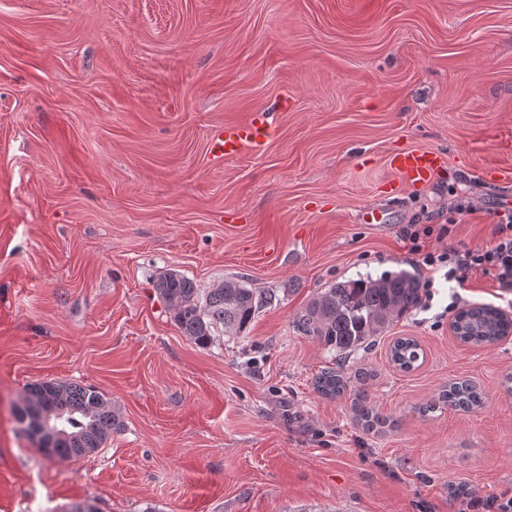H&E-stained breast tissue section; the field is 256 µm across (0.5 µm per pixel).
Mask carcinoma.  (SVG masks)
Segmentation results:
<instances>
[{"instance_id": "obj_1", "label": "carcinoma", "mask_w": 512, "mask_h": 512, "mask_svg": "<svg viewBox=\"0 0 512 512\" xmlns=\"http://www.w3.org/2000/svg\"><path fill=\"white\" fill-rule=\"evenodd\" d=\"M158 297L183 333L197 345L207 346L215 337L234 336L246 328L263 309L272 306L276 295L247 287L237 278H226L202 293L185 275L169 270L154 282ZM422 288L415 275L400 270L380 278L338 282L317 293L296 315L294 327L303 336L319 342L325 349L341 355L367 346L395 316L418 307ZM459 339L477 345H491L508 332L512 321L491 305L474 304L459 311L454 319ZM423 351L411 337L395 341L390 349L393 364L403 372L418 367ZM351 378L341 370L326 369L315 379L316 391L326 398L343 395ZM29 390L35 402L45 410L61 416L80 436V442L57 444L34 437L25 422L27 411L15 406L13 416L21 431L50 460L66 461L92 453L103 447L121 423L105 395L91 386L46 379L33 383ZM358 416L366 426L384 425L369 405L368 394L358 388L352 392ZM459 411H475L483 407L482 393L473 384L448 385L437 404Z\"/></svg>"}]
</instances>
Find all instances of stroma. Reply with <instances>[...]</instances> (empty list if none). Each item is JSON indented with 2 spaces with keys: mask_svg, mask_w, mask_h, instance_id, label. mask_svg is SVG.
Segmentation results:
<instances>
[{
  "mask_svg": "<svg viewBox=\"0 0 512 512\" xmlns=\"http://www.w3.org/2000/svg\"><path fill=\"white\" fill-rule=\"evenodd\" d=\"M263 112L273 134L221 162L207 139ZM437 153L392 187L389 156ZM512 0H0V512H470L512 495V335L451 330L452 294L512 313L489 274L431 277L403 229L489 244L512 197ZM475 211L457 212V198ZM382 223L364 224L363 209ZM229 276L275 292L238 336H183L153 284ZM434 278L430 310L350 354L378 413L314 389L335 353L292 322L339 281ZM416 339L404 373L390 342ZM104 393L121 429L53 461L13 406L43 379ZM474 412L421 413L448 382ZM469 506L472 512H511L512 497L504 494L479 496L471 493Z\"/></svg>",
  "mask_w": 512,
  "mask_h": 512,
  "instance_id": "35a3bbf8",
  "label": "stroma"
}]
</instances>
